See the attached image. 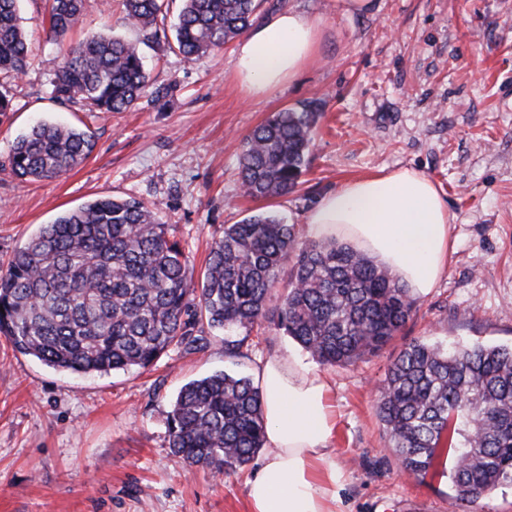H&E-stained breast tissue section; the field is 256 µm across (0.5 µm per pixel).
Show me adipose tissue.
<instances>
[{
    "mask_svg": "<svg viewBox=\"0 0 512 512\" xmlns=\"http://www.w3.org/2000/svg\"><path fill=\"white\" fill-rule=\"evenodd\" d=\"M319 20L285 10L236 45L233 77L249 96L292 80L314 57ZM452 217L435 183L407 168L348 180L308 218L316 239L336 237L374 257L413 295L435 288L448 263ZM257 381L268 448L248 481L250 512H342L345 472L330 446V385L282 357L260 362Z\"/></svg>",
    "mask_w": 512,
    "mask_h": 512,
    "instance_id": "ef3b65f1",
    "label": "adipose tissue"
}]
</instances>
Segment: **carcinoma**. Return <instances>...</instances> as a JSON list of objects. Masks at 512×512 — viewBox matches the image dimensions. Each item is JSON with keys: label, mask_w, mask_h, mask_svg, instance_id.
Segmentation results:
<instances>
[{"label": "carcinoma", "mask_w": 512, "mask_h": 512, "mask_svg": "<svg viewBox=\"0 0 512 512\" xmlns=\"http://www.w3.org/2000/svg\"><path fill=\"white\" fill-rule=\"evenodd\" d=\"M18 0H0V74L28 67ZM141 39L93 35L71 47L53 81L62 102L124 112L150 88L140 45L164 43L187 60L252 25L262 0H182L174 41L157 23L161 0H124ZM84 0H50L49 34L63 36ZM320 117L314 102L272 113L242 142L245 195L292 192L306 171ZM94 136L36 122L12 148V173L59 179L93 152ZM292 263L288 287L276 291ZM415 306L410 290L372 258L330 240H297L268 213L224 225L199 275L158 212L134 198L96 199L44 224L0 268V334L14 349L75 374L147 369L171 351L203 347L205 328L250 332L272 318L323 365L374 355ZM378 417L400 472L422 479L446 456L453 501L475 503L512 485V347L410 341L378 387ZM172 455L227 475L264 445L260 393L245 376L216 372L182 387L167 417Z\"/></svg>", "instance_id": "carcinoma-1"}]
</instances>
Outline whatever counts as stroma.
<instances>
[{
    "label": "stroma",
    "instance_id": "stroma-1",
    "mask_svg": "<svg viewBox=\"0 0 512 512\" xmlns=\"http://www.w3.org/2000/svg\"><path fill=\"white\" fill-rule=\"evenodd\" d=\"M296 10L321 21L314 59L261 98L231 77L233 44L194 61L145 49L152 86L127 112H92L52 99L67 47L88 34L138 39L122 0H86L81 21L50 39L48 0H19L31 41L23 75L0 85V263L41 225L95 198H135L158 211L195 269L225 225L268 212L310 238L309 214L345 181L412 168L431 179L455 220L453 252L436 288L418 297L401 334L379 355L323 366L272 323L246 339L247 357L204 347L132 372L78 376L15 351L0 335V512H248L247 482L260 458L230 475L184 467L171 454L167 415L180 389L217 371L253 376L270 355L294 356L331 385L343 465L344 512H512V486L479 505H452L440 468L416 480L385 447L373 390L406 342L512 344V0H264L265 17ZM323 106L308 167L293 193L245 197L243 139L268 117L310 101ZM39 118L89 128L90 157L62 179L23 181L10 169L14 141Z\"/></svg>",
    "mask_w": 512,
    "mask_h": 512
}]
</instances>
